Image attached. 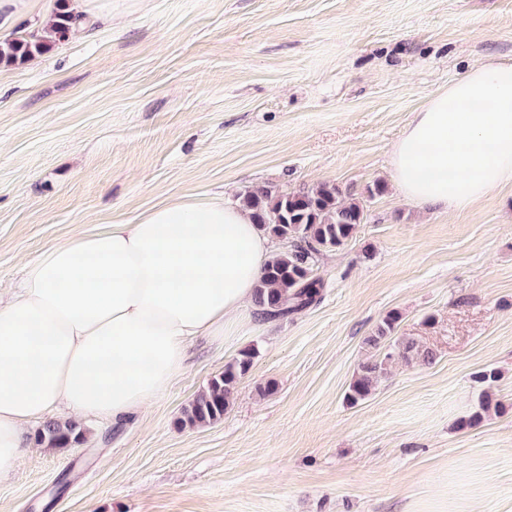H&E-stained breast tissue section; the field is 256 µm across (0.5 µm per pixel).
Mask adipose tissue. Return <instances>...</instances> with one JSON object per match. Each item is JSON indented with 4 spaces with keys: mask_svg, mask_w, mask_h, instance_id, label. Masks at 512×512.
I'll return each mask as SVG.
<instances>
[{
    "mask_svg": "<svg viewBox=\"0 0 512 512\" xmlns=\"http://www.w3.org/2000/svg\"><path fill=\"white\" fill-rule=\"evenodd\" d=\"M392 167L406 198L451 213L512 183V64L432 97ZM268 252L248 211L197 197L48 246L0 292V477L33 453L31 422L64 408L120 423L161 395L252 302Z\"/></svg>",
    "mask_w": 512,
    "mask_h": 512,
    "instance_id": "ef3b65f1",
    "label": "adipose tissue"
}]
</instances>
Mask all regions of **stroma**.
I'll return each instance as SVG.
<instances>
[{
  "instance_id": "1",
  "label": "stroma",
  "mask_w": 512,
  "mask_h": 512,
  "mask_svg": "<svg viewBox=\"0 0 512 512\" xmlns=\"http://www.w3.org/2000/svg\"><path fill=\"white\" fill-rule=\"evenodd\" d=\"M56 0L0 24L40 30ZM87 26L0 67V289L51 244L179 196L331 181L365 214L315 306L247 307L140 414L84 419L0 478V512H512V184L455 213L404 198L391 149L478 62L512 63V0H86ZM382 194L369 196L375 184ZM435 356L345 393L389 312ZM255 348L222 421L185 406ZM496 408L473 428L475 373ZM273 383V394L259 386ZM499 379V374L495 370H484L474 376V381L478 383L482 389L478 397L477 409L472 412L468 417L461 418L457 422V428L474 427L480 423L483 414L488 412L492 405V398L490 389L494 386Z\"/></svg>"
}]
</instances>
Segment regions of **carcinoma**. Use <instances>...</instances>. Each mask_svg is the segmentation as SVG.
Listing matches in <instances>:
<instances>
[{"label": "carcinoma", "mask_w": 512, "mask_h": 512, "mask_svg": "<svg viewBox=\"0 0 512 512\" xmlns=\"http://www.w3.org/2000/svg\"><path fill=\"white\" fill-rule=\"evenodd\" d=\"M81 19L58 8L48 27V35L27 39L17 37L0 44V63L16 64L48 50L52 44L66 39ZM240 204L248 210L261 230L288 243V247L272 254L266 261L261 279L255 288L253 302L267 320L285 318L301 312L320 299L324 282L314 274V266L328 251L338 249L353 239L364 219L363 207L356 199L344 201V192L333 182H321L298 192H283L261 186L239 196ZM399 314L388 313L365 345L374 350L359 367L345 400L355 405L368 399L386 375V365L397 352L409 364H430L433 353L420 347L407 336L393 332ZM256 350L247 348L239 357L224 365L193 401L184 408L179 422L183 426L200 427L224 418L230 407L231 394L238 381L250 370ZM499 379L495 370H484L474 376L481 386L477 409L460 419L463 429L480 423L492 405L490 389ZM38 448H73L86 442V429L76 420H49L33 433Z\"/></svg>", "instance_id": "carcinoma-1"}]
</instances>
